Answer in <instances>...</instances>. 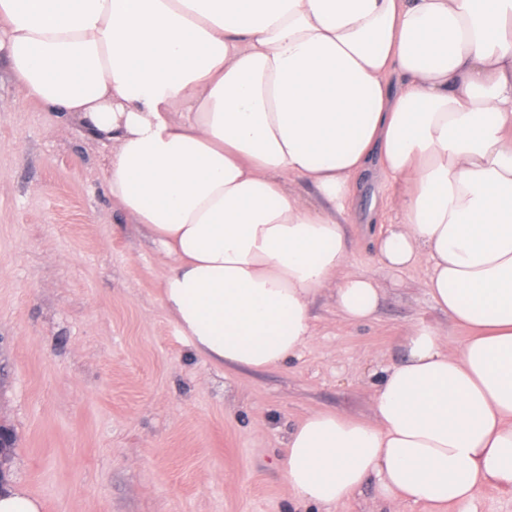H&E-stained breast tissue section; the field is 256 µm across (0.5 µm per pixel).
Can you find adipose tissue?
<instances>
[{
    "label": "adipose tissue",
    "mask_w": 512,
    "mask_h": 512,
    "mask_svg": "<svg viewBox=\"0 0 512 512\" xmlns=\"http://www.w3.org/2000/svg\"><path fill=\"white\" fill-rule=\"evenodd\" d=\"M0 55L57 129L111 143L109 195L214 363L279 366L324 291L370 322L384 278L427 266L467 340L407 329L371 420L300 419L280 461L296 500L333 512L372 476L393 504L512 488V0H0ZM365 173L397 215L377 278L346 230Z\"/></svg>",
    "instance_id": "1"
}]
</instances>
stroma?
I'll return each instance as SVG.
<instances>
[{"label":"stroma","instance_id":"35a3bbf8","mask_svg":"<svg viewBox=\"0 0 512 512\" xmlns=\"http://www.w3.org/2000/svg\"><path fill=\"white\" fill-rule=\"evenodd\" d=\"M107 142L23 99L0 59V426L11 481L43 512H324L300 505L279 460L289 429L315 410L370 419L386 369L412 326L436 325L459 350L468 332L427 293L426 266L384 281L378 315L345 323L330 295L312 305L314 337L284 364L231 371L201 356L160 301V256L103 180ZM354 266L377 274L372 235L394 221L360 180ZM339 512H512L489 485L442 510L388 507L375 480Z\"/></svg>","mask_w":512,"mask_h":512}]
</instances>
